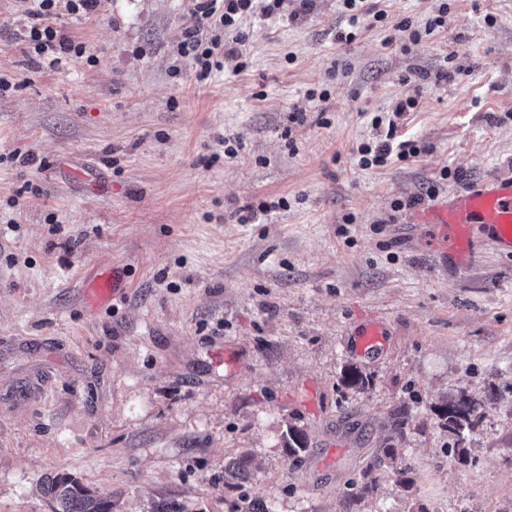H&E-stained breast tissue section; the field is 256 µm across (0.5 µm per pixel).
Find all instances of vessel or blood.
<instances>
[{"mask_svg":"<svg viewBox=\"0 0 512 512\" xmlns=\"http://www.w3.org/2000/svg\"><path fill=\"white\" fill-rule=\"evenodd\" d=\"M417 223L428 225L444 257L454 261L461 270L475 261L472 229L474 225L487 226L499 250L512 255V180L489 178L468 185L453 196L436 201L423 208ZM83 288L90 291L96 301L110 300L118 282L115 275L99 274L83 279ZM383 341L378 326L362 328L355 341L356 353L375 351Z\"/></svg>","mask_w":512,"mask_h":512,"instance_id":"vessel-or-blood-1","label":"vessel or blood"}]
</instances>
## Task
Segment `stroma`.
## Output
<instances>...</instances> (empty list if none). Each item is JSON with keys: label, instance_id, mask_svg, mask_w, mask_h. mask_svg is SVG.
Wrapping results in <instances>:
<instances>
[{"label": "stroma", "instance_id": "1", "mask_svg": "<svg viewBox=\"0 0 512 512\" xmlns=\"http://www.w3.org/2000/svg\"><path fill=\"white\" fill-rule=\"evenodd\" d=\"M198 2L58 6L89 57L52 67L37 0H0V512H52L59 473L112 512H512V257L478 225L457 269L415 222L512 179V0H377L348 43L342 0H280L203 83L177 54ZM407 98L419 155L362 167ZM114 269L93 303L83 276ZM369 322L385 342L356 354ZM462 392L483 409L460 464L433 408ZM403 404L407 481L361 492Z\"/></svg>", "mask_w": 512, "mask_h": 512}]
</instances>
